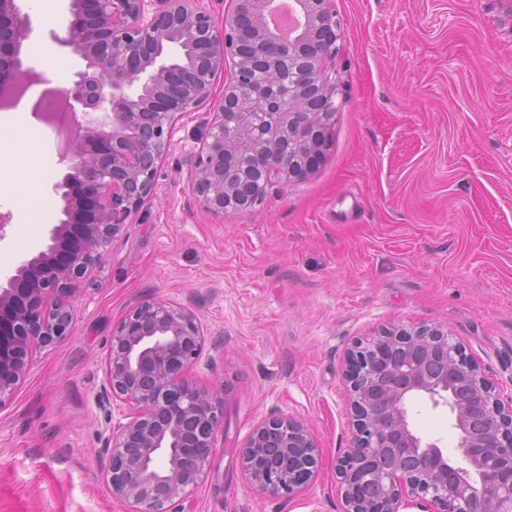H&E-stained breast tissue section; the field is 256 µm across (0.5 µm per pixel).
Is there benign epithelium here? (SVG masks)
Wrapping results in <instances>:
<instances>
[{"label": "benign epithelium", "mask_w": 512, "mask_h": 512, "mask_svg": "<svg viewBox=\"0 0 512 512\" xmlns=\"http://www.w3.org/2000/svg\"><path fill=\"white\" fill-rule=\"evenodd\" d=\"M148 2L71 0L66 36L50 32L86 62L62 90L72 130L65 156L74 163L55 185L64 219L0 281V406L34 351L70 336L80 287L153 195L181 114L208 107L190 182L216 216L252 207L271 185L301 180L322 161L336 111L331 0H294L301 23L287 39L268 23L273 0H231L219 26L199 0H155L151 13ZM29 33L16 0H0V101L42 81L21 60ZM261 109L273 125L251 133L245 117ZM203 346L196 315L159 300L142 301L112 329L98 402L109 424L113 402L127 409L103 451L112 497L128 512H181L176 501L210 464L224 393L189 376ZM344 379L351 438L336 458L343 512H512V393L447 330L382 328L347 352ZM418 394L448 408L461 462L411 426L408 403ZM239 458L253 488L291 497L316 476L319 446L306 424L279 415L253 429Z\"/></svg>", "instance_id": "obj_1"}]
</instances>
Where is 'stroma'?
Instances as JSON below:
<instances>
[{"mask_svg": "<svg viewBox=\"0 0 512 512\" xmlns=\"http://www.w3.org/2000/svg\"><path fill=\"white\" fill-rule=\"evenodd\" d=\"M70 0L30 15L24 66L71 87L84 61L53 44ZM340 24L335 115L321 165L217 218L190 184L206 118L182 115L155 190L74 302L71 335L39 349L0 406V512H126L102 473L112 329L137 303L192 310L205 335L190 371L224 390V428L182 512H340L334 467L350 441L344 354L384 325L446 327L512 386V0H332ZM0 131L10 167L0 275L44 244L70 166L31 112ZM47 208L45 223L25 213ZM411 421L458 459L448 413L413 397ZM292 415L312 430L315 480L290 498L249 486L237 453L253 428Z\"/></svg>", "mask_w": 512, "mask_h": 512, "instance_id": "stroma-1", "label": "stroma"}]
</instances>
